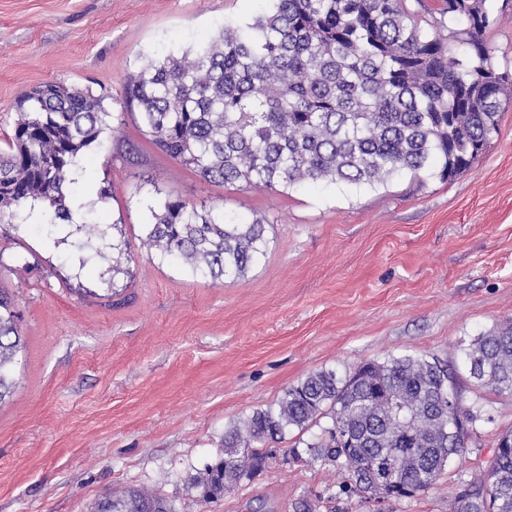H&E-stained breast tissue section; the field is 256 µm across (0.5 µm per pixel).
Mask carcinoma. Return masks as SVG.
Masks as SVG:
<instances>
[{"label":"carcinoma","mask_w":512,"mask_h":512,"mask_svg":"<svg viewBox=\"0 0 512 512\" xmlns=\"http://www.w3.org/2000/svg\"><path fill=\"white\" fill-rule=\"evenodd\" d=\"M264 16L226 27L192 55L166 56L130 74L126 105L159 152L207 183L273 192L318 182L380 185L394 173L469 170L498 133L512 75L492 64L487 0H442L439 17L467 27L451 38L423 31L408 0H271ZM469 45L460 59L450 44ZM13 134L0 149V223L31 201L46 223L71 220L67 180L79 156L101 143L111 113L103 98L62 80L16 99ZM145 244L216 281L242 275L265 254V220L234 222L212 208L160 199ZM20 313L0 292V401L13 388L22 348ZM470 376L512 394V323L463 350ZM482 437L479 411L461 405L456 371L434 355L367 361L343 378L310 374L276 406L256 410L224 435V456L192 478L205 500L259 470L270 440L319 419L332 425L304 442L312 462L340 464L354 488L378 501L430 490L466 449L453 419ZM485 478L456 512H512V428L494 437ZM101 512H174L154 493L108 495Z\"/></svg>","instance_id":"1"}]
</instances>
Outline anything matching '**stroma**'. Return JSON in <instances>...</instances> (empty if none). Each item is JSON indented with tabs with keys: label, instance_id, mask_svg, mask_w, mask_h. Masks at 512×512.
<instances>
[{
	"label": "stroma",
	"instance_id": "1",
	"mask_svg": "<svg viewBox=\"0 0 512 512\" xmlns=\"http://www.w3.org/2000/svg\"><path fill=\"white\" fill-rule=\"evenodd\" d=\"M488 40L512 72V0H493ZM268 0H0V147L16 98L61 79L105 95L111 131L69 186L74 224L29 211L0 226V289L22 315L15 386L0 402V512H97L125 487L175 512H454L512 427V394L461 376L464 407L488 419L432 489L377 502L340 494V468L295 459L298 432L266 445L252 477L203 500L191 478L224 453V433L275 406L310 373L462 349L512 321V104L469 171L394 174L383 185L320 183L274 193L206 183L153 149L124 108L126 78L206 45ZM111 184L110 197L94 191ZM186 199L265 218L266 253L217 282L148 252V208ZM98 225L88 236L85 225ZM120 245L122 273L112 269Z\"/></svg>",
	"mask_w": 512,
	"mask_h": 512
}]
</instances>
